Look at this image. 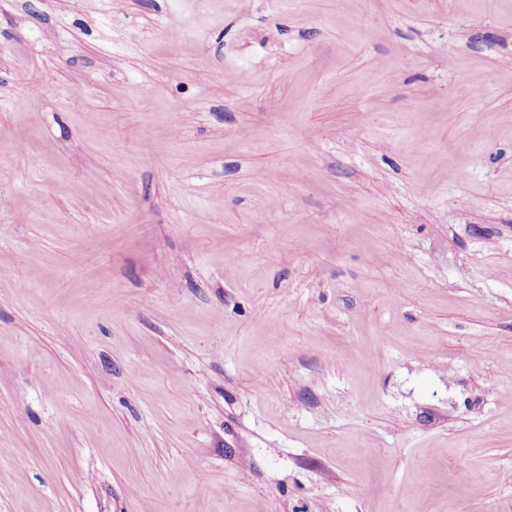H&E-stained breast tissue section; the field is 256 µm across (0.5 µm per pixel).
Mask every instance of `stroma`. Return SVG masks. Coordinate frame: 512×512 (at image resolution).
Masks as SVG:
<instances>
[{"label":"stroma","mask_w":512,"mask_h":512,"mask_svg":"<svg viewBox=\"0 0 512 512\" xmlns=\"http://www.w3.org/2000/svg\"><path fill=\"white\" fill-rule=\"evenodd\" d=\"M0 512H512V0H0Z\"/></svg>","instance_id":"1"}]
</instances>
